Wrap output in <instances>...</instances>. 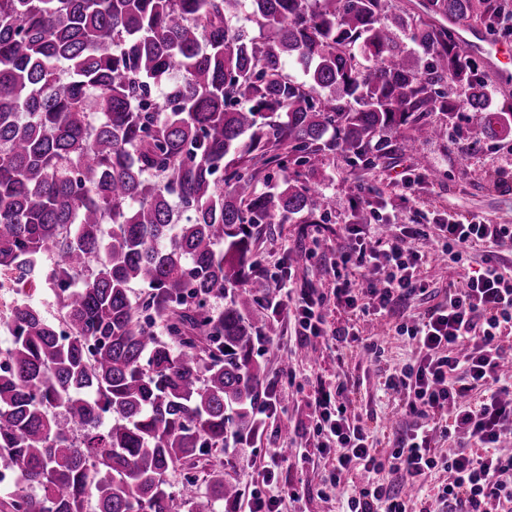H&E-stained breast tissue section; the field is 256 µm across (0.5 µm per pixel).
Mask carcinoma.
<instances>
[{
	"label": "carcinoma",
	"mask_w": 512,
	"mask_h": 512,
	"mask_svg": "<svg viewBox=\"0 0 512 512\" xmlns=\"http://www.w3.org/2000/svg\"><path fill=\"white\" fill-rule=\"evenodd\" d=\"M246 16L263 34L237 21ZM0 0V512H218L259 430L262 225L333 211L304 170L495 138L457 25L512 0ZM400 134L401 139L394 138ZM204 469L206 492L187 476ZM18 288H0V316L15 299L30 298L43 314L52 319L57 315V304L52 291L46 288L38 279L31 280L20 292Z\"/></svg>",
	"instance_id": "cac0c4a2"
}]
</instances>
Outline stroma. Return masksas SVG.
<instances>
[{"label":"stroma","mask_w":512,"mask_h":512,"mask_svg":"<svg viewBox=\"0 0 512 512\" xmlns=\"http://www.w3.org/2000/svg\"><path fill=\"white\" fill-rule=\"evenodd\" d=\"M431 170L409 185H400L402 173L412 172L411 157L393 154L371 170L344 161L318 168L327 191L336 201V210L328 223L307 224L295 216L282 224L263 227L259 243L260 266L271 277H278L290 253L311 252L307 269L296 280L297 287L328 292L331 284L329 265L338 242L341 225L380 224L388 217L400 224H438L450 220L467 223L477 219L489 224H512V142L500 143L479 134L475 124L449 127L439 139L424 146ZM378 191L382 207L378 211L360 204L352 193L353 185ZM482 251L471 252L465 265L436 260L427 265L423 278L431 293L414 302V311L443 300L449 283L461 281L465 272L478 268ZM399 316L385 319L367 317L357 327L361 337H384L380 365L374 366L362 356L347 354L344 367H337L336 354L325 341L298 346L293 326L286 320L273 323L258 346L257 359L265 368L264 388L289 392L287 405L264 424L258 438L224 451V476L236 482L243 495L237 503L225 504L220 512H249L252 495L261 489L267 467H275L280 484L292 485L304 499L301 512H340L336 491L325 484L330 468L328 459L319 456L313 444L315 422L305 404V396L317 375H340L354 390L351 409L372 431L379 447H387L392 429L400 420L395 405L375 395L373 384L378 366L404 365L412 359L406 337L397 335Z\"/></svg>","instance_id":"stroma-1"}]
</instances>
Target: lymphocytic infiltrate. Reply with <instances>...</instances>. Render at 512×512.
I'll return each mask as SVG.
<instances>
[{
	"label": "lymphocytic infiltrate",
	"instance_id": "lymphocytic-infiltrate-1",
	"mask_svg": "<svg viewBox=\"0 0 512 512\" xmlns=\"http://www.w3.org/2000/svg\"><path fill=\"white\" fill-rule=\"evenodd\" d=\"M434 236L453 262L478 247L486 256L443 302L415 314L414 300L427 291L421 268ZM505 248L512 249V224H399L383 238L365 225L346 224L330 293L304 288L296 297L281 291L272 298L299 344L334 339L340 359L360 349L379 360L380 345L360 339L357 321L407 311L396 330L408 337L413 360L386 369L379 388L398 395L415 422L391 451L378 448L364 424L348 415L344 381L317 376L308 397L317 450L334 456L330 483L345 490L346 512H512V450L502 446L512 434V267L498 258ZM330 306L337 313L332 325ZM449 438L456 446L441 448ZM385 471L393 480H380ZM435 472L447 473V482L428 485Z\"/></svg>",
	"mask_w": 512,
	"mask_h": 512
}]
</instances>
